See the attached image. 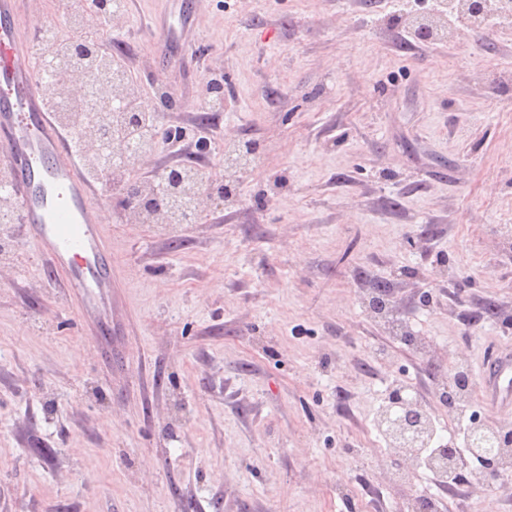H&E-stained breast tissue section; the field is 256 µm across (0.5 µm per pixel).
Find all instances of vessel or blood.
<instances>
[{
	"label": "vessel or blood",
	"instance_id": "vessel-or-blood-1",
	"mask_svg": "<svg viewBox=\"0 0 512 512\" xmlns=\"http://www.w3.org/2000/svg\"><path fill=\"white\" fill-rule=\"evenodd\" d=\"M16 0H0V160L10 174L6 193L14 217L45 263L64 274L77 300L80 327L92 336L112 333V253L96 205L97 182L84 170L74 134L47 104L31 50L22 47ZM486 401L512 407V347L480 366Z\"/></svg>",
	"mask_w": 512,
	"mask_h": 512
}]
</instances>
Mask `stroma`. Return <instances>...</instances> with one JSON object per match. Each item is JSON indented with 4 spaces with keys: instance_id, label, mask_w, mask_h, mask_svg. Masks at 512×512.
Masks as SVG:
<instances>
[{
    "instance_id": "35a3bbf8",
    "label": "stroma",
    "mask_w": 512,
    "mask_h": 512,
    "mask_svg": "<svg viewBox=\"0 0 512 512\" xmlns=\"http://www.w3.org/2000/svg\"><path fill=\"white\" fill-rule=\"evenodd\" d=\"M66 0H19L21 33ZM442 11L437 40L412 21ZM173 0L89 17L145 89L180 103L179 153L141 176L205 169L253 144L231 196L195 224L130 222L111 190V359L76 326L20 224H0V512H395L433 489L389 479L377 429L410 384L442 438L451 366L477 373L512 343V17L459 22L448 0H199L189 61L159 67ZM224 109L192 136L209 82ZM431 343L419 354L369 316L377 282ZM496 315L487 318V304ZM442 512H512V483L471 468Z\"/></svg>"
}]
</instances>
